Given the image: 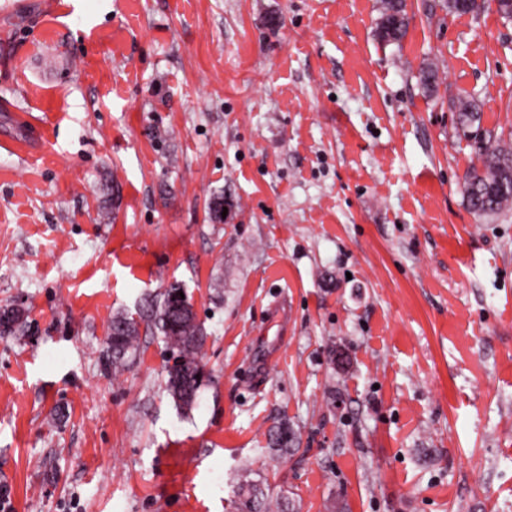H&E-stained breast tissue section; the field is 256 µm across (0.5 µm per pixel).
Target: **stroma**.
Listing matches in <instances>:
<instances>
[{"label":"stroma","mask_w":512,"mask_h":512,"mask_svg":"<svg viewBox=\"0 0 512 512\" xmlns=\"http://www.w3.org/2000/svg\"><path fill=\"white\" fill-rule=\"evenodd\" d=\"M405 3L388 45L380 0H0L13 512H236L246 479L294 512H512V211L467 210L452 105L512 139V21ZM174 281L208 333L189 411L149 330L100 355ZM24 309L5 305L0 307V337L14 336L18 329L26 323Z\"/></svg>","instance_id":"obj_1"}]
</instances>
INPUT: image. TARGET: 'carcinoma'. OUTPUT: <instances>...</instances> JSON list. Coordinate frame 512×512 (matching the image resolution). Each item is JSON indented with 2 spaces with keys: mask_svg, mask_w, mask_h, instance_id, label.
<instances>
[{
  "mask_svg": "<svg viewBox=\"0 0 512 512\" xmlns=\"http://www.w3.org/2000/svg\"><path fill=\"white\" fill-rule=\"evenodd\" d=\"M406 31L404 0H382L377 36L385 43L400 41ZM458 123L467 130L480 122L476 106L459 98L453 102ZM464 202L478 217L494 218L512 210V143L486 141L479 147L478 163L471 165L462 180ZM182 285L173 282L162 289L137 312V316L117 313L108 325L102 344L104 366L114 375L122 372L137 357L140 325L146 324L162 338L172 358L166 368L165 389L174 403L189 410L197 403L202 386L204 346L207 332L198 321L189 298H181ZM24 309L0 307V337L16 334L26 323ZM237 512H270V503L258 485L241 484L237 492Z\"/></svg>",
  "mask_w": 512,
  "mask_h": 512,
  "instance_id": "cac0c4a2",
  "label": "carcinoma"
}]
</instances>
